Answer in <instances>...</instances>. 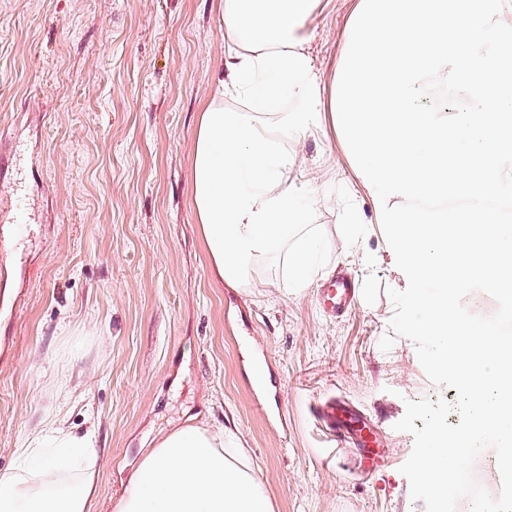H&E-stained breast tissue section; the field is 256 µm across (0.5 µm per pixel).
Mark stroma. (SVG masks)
Masks as SVG:
<instances>
[{"label":"stroma","mask_w":512,"mask_h":512,"mask_svg":"<svg viewBox=\"0 0 512 512\" xmlns=\"http://www.w3.org/2000/svg\"><path fill=\"white\" fill-rule=\"evenodd\" d=\"M215 4L0 0V476L55 414L93 431V512H113L151 443L195 421L240 433L274 512H433L414 458L433 429L457 428L464 398L429 345L398 332L406 283L329 113L292 145L291 180L324 244L310 287L289 293L274 259L248 288L210 275L190 170L225 50ZM353 8L319 0L315 71L335 69ZM339 272L358 287L342 318L318 303ZM504 303L479 283L462 297L497 329ZM332 397L375 429L384 467L329 442L313 409ZM479 443L452 512H472L478 490L490 504L512 493L488 454L497 438Z\"/></svg>","instance_id":"obj_1"}]
</instances>
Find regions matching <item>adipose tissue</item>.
Wrapping results in <instances>:
<instances>
[{
  "mask_svg": "<svg viewBox=\"0 0 512 512\" xmlns=\"http://www.w3.org/2000/svg\"><path fill=\"white\" fill-rule=\"evenodd\" d=\"M316 3L218 0L227 53L199 114L192 208L213 279L250 287L256 264L281 253L285 286L306 290L321 249L298 235L306 211L289 184L288 144L309 133L306 111L330 87L332 124L408 283L401 332L427 342L434 370L454 376L471 402L461 426L429 435L415 460L436 512H448L475 436L505 441L499 471L512 475V358L460 304L473 279L499 291L512 284V0H357L329 77L298 36ZM448 93L464 111L425 103ZM290 98L304 110L288 111ZM448 200L454 221L444 224L433 205ZM89 444L48 420L0 478V512H92ZM115 512H273V504L235 433L187 425L145 454Z\"/></svg>",
  "mask_w": 512,
  "mask_h": 512,
  "instance_id": "1",
  "label": "adipose tissue"
}]
</instances>
